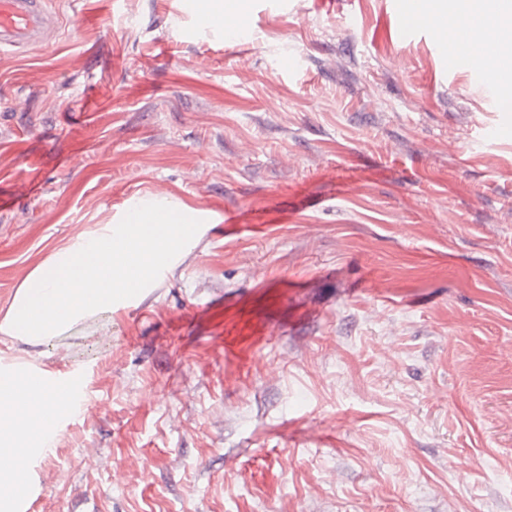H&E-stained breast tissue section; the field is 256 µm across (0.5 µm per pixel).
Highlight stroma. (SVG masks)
<instances>
[{
	"label": "stroma",
	"instance_id": "1",
	"mask_svg": "<svg viewBox=\"0 0 512 512\" xmlns=\"http://www.w3.org/2000/svg\"><path fill=\"white\" fill-rule=\"evenodd\" d=\"M249 3L240 44L49 0L55 43L0 53V197L40 181L0 204V317L131 201L208 218L47 347L79 408L27 512H512V94L397 36L405 0Z\"/></svg>",
	"mask_w": 512,
	"mask_h": 512
}]
</instances>
